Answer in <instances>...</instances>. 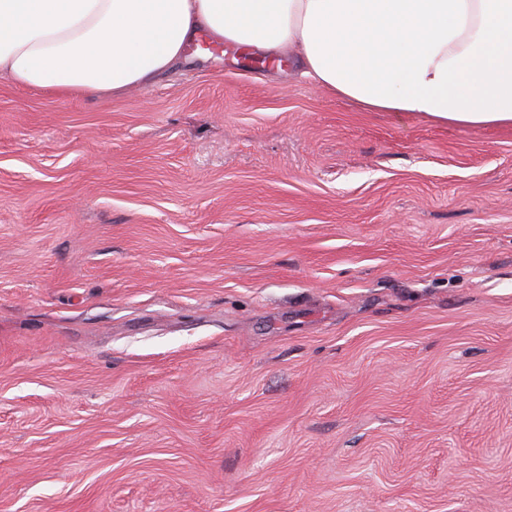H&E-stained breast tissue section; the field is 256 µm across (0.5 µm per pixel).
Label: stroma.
Segmentation results:
<instances>
[{"label":"stroma","instance_id":"obj_1","mask_svg":"<svg viewBox=\"0 0 512 512\" xmlns=\"http://www.w3.org/2000/svg\"><path fill=\"white\" fill-rule=\"evenodd\" d=\"M198 43L0 78V512H512V128Z\"/></svg>","mask_w":512,"mask_h":512}]
</instances>
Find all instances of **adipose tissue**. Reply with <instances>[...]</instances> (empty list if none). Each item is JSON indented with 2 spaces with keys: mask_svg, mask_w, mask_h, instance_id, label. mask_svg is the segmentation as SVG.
<instances>
[{
  "mask_svg": "<svg viewBox=\"0 0 512 512\" xmlns=\"http://www.w3.org/2000/svg\"><path fill=\"white\" fill-rule=\"evenodd\" d=\"M368 111L512 126V0H0V76L60 95L147 87L198 37Z\"/></svg>",
  "mask_w": 512,
  "mask_h": 512,
  "instance_id": "adipose-tissue-1",
  "label": "adipose tissue"
}]
</instances>
